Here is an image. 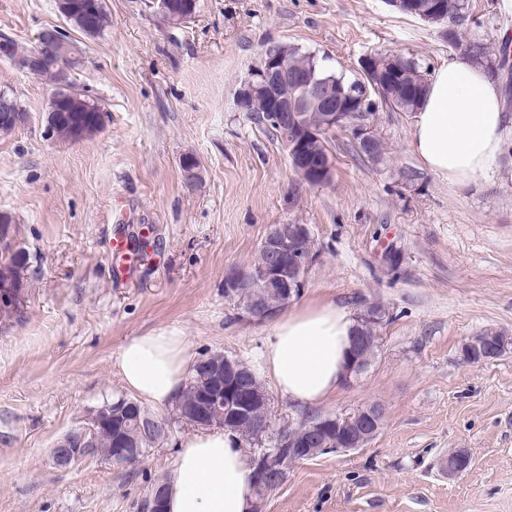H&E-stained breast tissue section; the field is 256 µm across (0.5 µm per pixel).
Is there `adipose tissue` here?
<instances>
[{
    "mask_svg": "<svg viewBox=\"0 0 512 512\" xmlns=\"http://www.w3.org/2000/svg\"><path fill=\"white\" fill-rule=\"evenodd\" d=\"M411 151L434 174L465 186L488 174L512 120L502 110L491 74L465 55H451L434 72L414 115ZM356 319L333 303H307L277 318L259 353L278 391L298 406L324 403L346 382ZM195 361L184 333L168 329L131 338L118 362L127 389L156 406L180 393ZM254 469L237 434L201 430L178 444L168 483L167 512H251Z\"/></svg>",
    "mask_w": 512,
    "mask_h": 512,
    "instance_id": "adipose-tissue-1",
    "label": "adipose tissue"
}]
</instances>
